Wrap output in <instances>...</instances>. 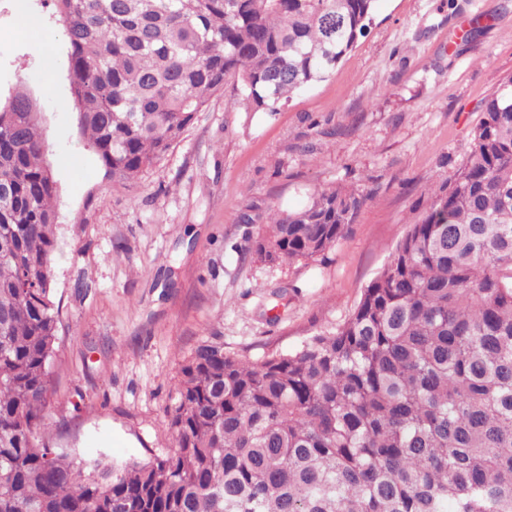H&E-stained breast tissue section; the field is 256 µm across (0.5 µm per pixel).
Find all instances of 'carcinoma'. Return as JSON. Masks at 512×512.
<instances>
[{
	"mask_svg": "<svg viewBox=\"0 0 512 512\" xmlns=\"http://www.w3.org/2000/svg\"><path fill=\"white\" fill-rule=\"evenodd\" d=\"M105 175L156 163L225 90L281 111L364 37L376 0H55ZM23 91L0 105V512H512V76L335 331L260 362L200 346L165 458L79 459L48 429L57 188ZM268 213L254 251L310 261L363 205Z\"/></svg>",
	"mask_w": 512,
	"mask_h": 512,
	"instance_id": "carcinoma-1",
	"label": "carcinoma"
}]
</instances>
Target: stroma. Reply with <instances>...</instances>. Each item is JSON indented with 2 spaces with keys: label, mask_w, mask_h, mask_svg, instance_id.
<instances>
[{
  "label": "stroma",
  "mask_w": 512,
  "mask_h": 512,
  "mask_svg": "<svg viewBox=\"0 0 512 512\" xmlns=\"http://www.w3.org/2000/svg\"><path fill=\"white\" fill-rule=\"evenodd\" d=\"M448 1L377 0L368 36L326 80L272 115L214 96L125 182L106 178L80 134L54 0H0V99H35L57 187L45 440L83 458L167 456L200 345L218 336L225 353L260 361L349 317L512 75V0ZM337 185L364 204L325 257L255 254L271 209H303Z\"/></svg>",
  "instance_id": "35a3bbf8"
}]
</instances>
